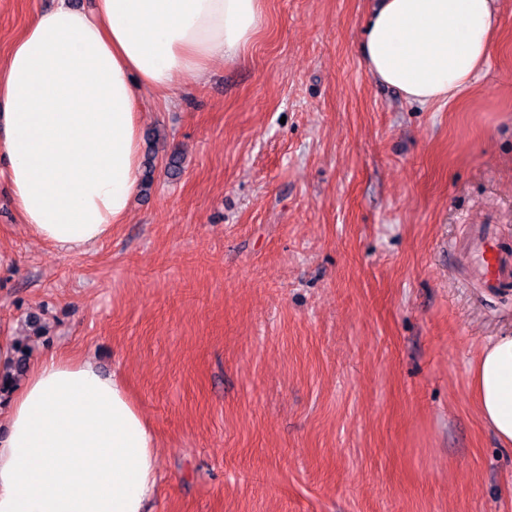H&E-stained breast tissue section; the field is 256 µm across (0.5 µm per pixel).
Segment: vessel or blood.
Here are the masks:
<instances>
[{
  "label": "vessel or blood",
  "mask_w": 512,
  "mask_h": 512,
  "mask_svg": "<svg viewBox=\"0 0 512 512\" xmlns=\"http://www.w3.org/2000/svg\"><path fill=\"white\" fill-rule=\"evenodd\" d=\"M451 249L465 253L471 280L486 293L512 284V254L501 247L489 225L470 226L466 237L454 242Z\"/></svg>",
  "instance_id": "b4317fda"
}]
</instances>
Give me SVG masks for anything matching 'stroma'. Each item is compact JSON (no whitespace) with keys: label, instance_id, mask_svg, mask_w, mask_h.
I'll return each instance as SVG.
<instances>
[{"label":"stroma","instance_id":"35a3bbf8","mask_svg":"<svg viewBox=\"0 0 512 512\" xmlns=\"http://www.w3.org/2000/svg\"><path fill=\"white\" fill-rule=\"evenodd\" d=\"M370 3L264 0L244 60L141 91L152 184L86 251L40 240L0 176V407L50 351L121 375L158 439L145 512H512L469 385L512 285L448 252L469 224L512 252V0L433 105L366 71ZM53 4L0 0V57Z\"/></svg>","mask_w":512,"mask_h":512}]
</instances>
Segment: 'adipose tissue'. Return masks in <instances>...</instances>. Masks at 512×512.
<instances>
[{
	"mask_svg": "<svg viewBox=\"0 0 512 512\" xmlns=\"http://www.w3.org/2000/svg\"><path fill=\"white\" fill-rule=\"evenodd\" d=\"M499 16V0H373L361 57L407 101L447 103L482 71ZM263 23V0H58L32 18L0 58V172L22 223L64 252L109 237L140 187V90L242 57ZM470 386L512 446V334L481 348ZM157 456L120 376L43 355L0 414V512H143Z\"/></svg>",
	"mask_w": 512,
	"mask_h": 512,
	"instance_id": "adipose-tissue-1",
	"label": "adipose tissue"
}]
</instances>
